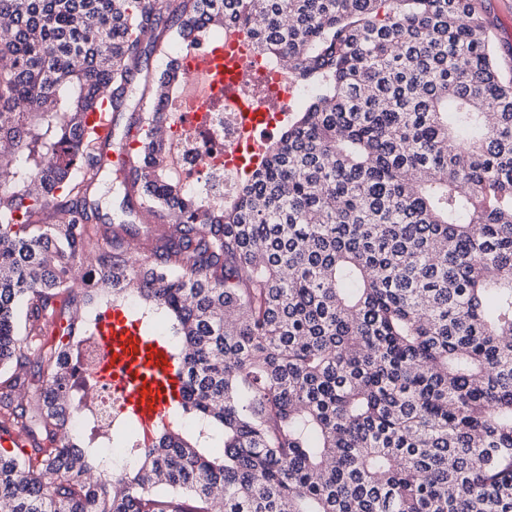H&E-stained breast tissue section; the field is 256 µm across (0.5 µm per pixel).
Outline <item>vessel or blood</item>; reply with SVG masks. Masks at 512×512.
Returning a JSON list of instances; mask_svg holds the SVG:
<instances>
[{
    "label": "vessel or blood",
    "mask_w": 512,
    "mask_h": 512,
    "mask_svg": "<svg viewBox=\"0 0 512 512\" xmlns=\"http://www.w3.org/2000/svg\"><path fill=\"white\" fill-rule=\"evenodd\" d=\"M251 53L250 44L233 34L228 41L211 42L204 51L191 55L189 62L206 75L209 88L231 95L244 76L243 64ZM287 109L288 102L282 99L274 103L272 111L249 114L246 135L251 149L243 157L242 167L251 169L260 162L273 129L272 112ZM97 334L105 380L118 395L124 413L144 429H151L180 384L167 341L145 331L132 314L118 317L104 313Z\"/></svg>",
    "instance_id": "1"
}]
</instances>
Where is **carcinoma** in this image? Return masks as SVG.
Instances as JSON below:
<instances>
[{"label":"carcinoma","instance_id":"carcinoma-1","mask_svg":"<svg viewBox=\"0 0 512 512\" xmlns=\"http://www.w3.org/2000/svg\"><path fill=\"white\" fill-rule=\"evenodd\" d=\"M0 17V426L25 435L0 448V512H512V80L472 0ZM224 31L312 91L231 205L168 166L178 57L136 86L143 44ZM105 99L140 130L110 223L82 123ZM131 294L182 383L148 442L98 419L100 380L72 365ZM115 445L134 468L112 470Z\"/></svg>","mask_w":512,"mask_h":512}]
</instances>
